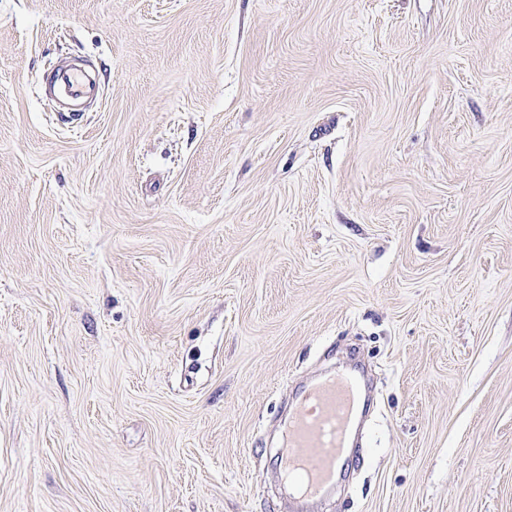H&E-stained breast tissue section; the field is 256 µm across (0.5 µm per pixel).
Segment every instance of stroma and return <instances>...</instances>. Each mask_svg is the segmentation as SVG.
Instances as JSON below:
<instances>
[{"label":"stroma","mask_w":512,"mask_h":512,"mask_svg":"<svg viewBox=\"0 0 512 512\" xmlns=\"http://www.w3.org/2000/svg\"><path fill=\"white\" fill-rule=\"evenodd\" d=\"M330 367L313 512H512V0H0V512H286ZM44 92L61 101L59 117L65 121L78 120L85 105L101 95L99 74L78 64L59 66L44 79ZM366 395L353 374H327L289 400L277 478L297 511L336 487L365 417Z\"/></svg>","instance_id":"35a3bbf8"}]
</instances>
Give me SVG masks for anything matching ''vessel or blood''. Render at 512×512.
<instances>
[{"label": "vessel or blood", "mask_w": 512, "mask_h": 512, "mask_svg": "<svg viewBox=\"0 0 512 512\" xmlns=\"http://www.w3.org/2000/svg\"><path fill=\"white\" fill-rule=\"evenodd\" d=\"M44 92L60 102L63 121L78 120L99 99L98 73L78 64L53 69ZM365 394L353 374H327L300 386L289 402L282 432L277 478L297 512L335 488L358 446Z\"/></svg>", "instance_id": "1"}]
</instances>
